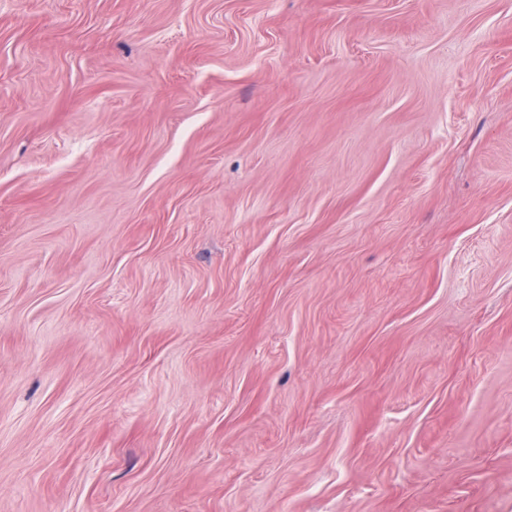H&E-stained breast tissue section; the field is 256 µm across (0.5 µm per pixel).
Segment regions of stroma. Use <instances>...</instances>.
<instances>
[{"label":"stroma","mask_w":512,"mask_h":512,"mask_svg":"<svg viewBox=\"0 0 512 512\" xmlns=\"http://www.w3.org/2000/svg\"><path fill=\"white\" fill-rule=\"evenodd\" d=\"M0 512H512V0H0Z\"/></svg>","instance_id":"35a3bbf8"}]
</instances>
